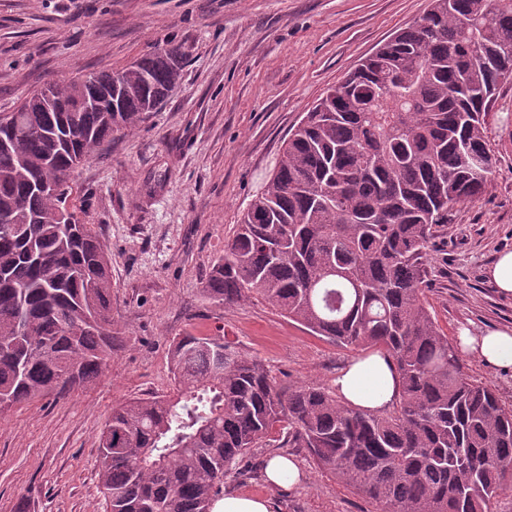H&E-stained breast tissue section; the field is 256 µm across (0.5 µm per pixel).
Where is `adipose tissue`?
Instances as JSON below:
<instances>
[{
  "label": "adipose tissue",
  "instance_id": "1",
  "mask_svg": "<svg viewBox=\"0 0 512 512\" xmlns=\"http://www.w3.org/2000/svg\"><path fill=\"white\" fill-rule=\"evenodd\" d=\"M460 346L482 363L495 368L512 367V329L482 336L462 335ZM336 390L343 402L381 412L398 400L400 383L390 358L374 354L353 360L340 371Z\"/></svg>",
  "mask_w": 512,
  "mask_h": 512
}]
</instances>
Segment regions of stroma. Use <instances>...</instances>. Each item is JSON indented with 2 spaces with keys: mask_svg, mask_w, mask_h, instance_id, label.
I'll return each instance as SVG.
<instances>
[{
  "mask_svg": "<svg viewBox=\"0 0 512 512\" xmlns=\"http://www.w3.org/2000/svg\"><path fill=\"white\" fill-rule=\"evenodd\" d=\"M430 0H0V112L46 85L122 70L164 43L180 46L179 86L132 133L73 174L68 204L94 225L112 270V357L87 387L0 418V512H105L99 435L113 406L169 392L175 337L224 331L280 384L333 387L363 356L311 334L260 297L215 306L200 293L212 261L271 176L288 136L330 87ZM496 158L487 191L457 205L431 239L425 300L448 337L512 328V296L488 275L512 251V83L486 116ZM302 484L271 487L247 465L228 493L263 497L273 512H376L361 493L281 438Z\"/></svg>",
  "mask_w": 512,
  "mask_h": 512,
  "instance_id": "1",
  "label": "stroma"
}]
</instances>
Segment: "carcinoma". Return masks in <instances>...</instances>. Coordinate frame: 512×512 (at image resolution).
Segmentation results:
<instances>
[{
  "label": "carcinoma",
  "mask_w": 512,
  "mask_h": 512,
  "mask_svg": "<svg viewBox=\"0 0 512 512\" xmlns=\"http://www.w3.org/2000/svg\"><path fill=\"white\" fill-rule=\"evenodd\" d=\"M167 43L117 72L0 113V414L94 381L112 357V272L66 207L71 172L181 80ZM512 82V0H430L327 90L290 134L209 268L224 305L257 295L343 346L380 347L401 395L380 415L288 387L223 335L177 337L173 391L114 408L100 434L105 512H212L224 474L273 430L379 512H493L512 483V405L472 378L424 301L433 229L483 195L485 117Z\"/></svg>",
  "instance_id": "obj_1"
}]
</instances>
